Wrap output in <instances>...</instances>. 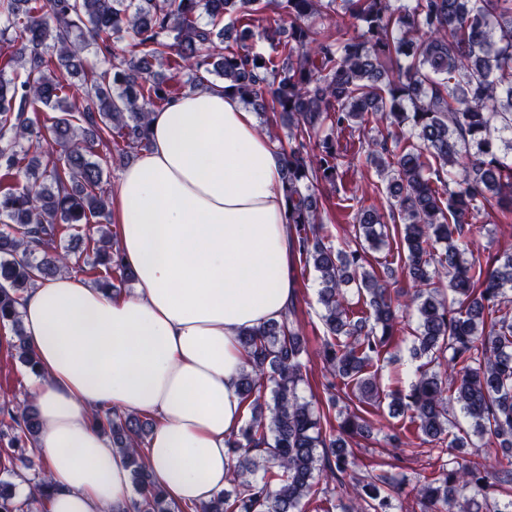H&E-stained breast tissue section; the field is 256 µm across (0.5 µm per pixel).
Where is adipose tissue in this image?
Instances as JSON below:
<instances>
[{"label": "adipose tissue", "instance_id": "obj_1", "mask_svg": "<svg viewBox=\"0 0 512 512\" xmlns=\"http://www.w3.org/2000/svg\"><path fill=\"white\" fill-rule=\"evenodd\" d=\"M150 140L112 198L133 292L71 271L36 280L20 307L39 361L46 512H118L131 497L94 409L156 417L144 461L171 501L222 491L246 412L238 338L296 300L282 163L253 112L220 85L186 93L152 114Z\"/></svg>", "mask_w": 512, "mask_h": 512}]
</instances>
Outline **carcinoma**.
I'll list each match as a JSON object with an SVG mask.
<instances>
[{"label":"carcinoma","mask_w":512,"mask_h":512,"mask_svg":"<svg viewBox=\"0 0 512 512\" xmlns=\"http://www.w3.org/2000/svg\"><path fill=\"white\" fill-rule=\"evenodd\" d=\"M272 3L279 23L263 34L281 47L278 64L250 45L248 17ZM226 22L240 27L234 48L224 45ZM0 43L11 48L0 68V325L14 327L18 358L32 372L19 306L37 278L80 267L84 250L62 243L64 227L94 243V264L108 273L96 279L100 288L112 290L113 276L134 280L118 236L102 224L110 201L94 156L99 145L120 162L148 148L151 114L173 98L155 65L172 53L189 90L215 74L266 126L288 127L276 150L297 257L320 285L326 405L316 411L299 396L307 348L295 308L243 333L238 392L251 417L228 442L233 490L183 508L172 507L143 464L149 422L94 411L130 469L137 497L126 512H302L323 473L351 486L341 512H390L401 482L361 472L347 441L370 436L384 398L392 417H404L382 427L385 445L448 443L450 459L414 486L423 512H454L460 498L464 512H512V500L489 496L512 488V251L485 266L464 258L479 219L512 214V0H406L397 8L392 0H0ZM92 45L105 66L89 68L73 91L66 76L83 70ZM369 113L386 130L347 154L336 134ZM356 161L386 183L388 212L351 204L343 176ZM34 169L41 174L20 183ZM332 199L354 229L342 248L324 234L323 201ZM391 234L413 289L414 354L426 362L409 393L385 395L373 367L400 332L394 269L366 265L368 250ZM453 403L498 449L493 470L469 452ZM0 410L11 420L0 433L10 447L0 454L24 463L15 452H34V405ZM48 487L41 477L17 502L16 484L0 480V512H37Z\"/></svg>","instance_id":"1"}]
</instances>
